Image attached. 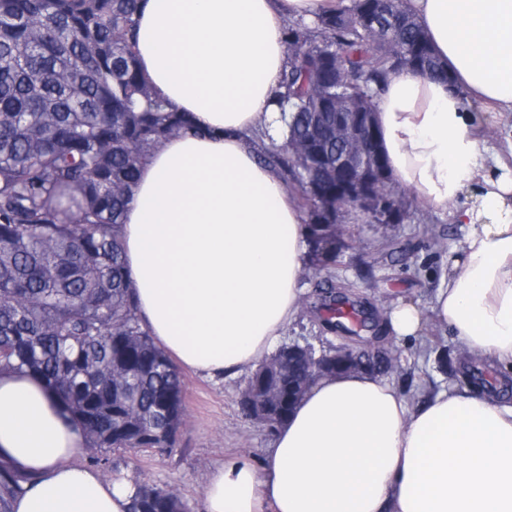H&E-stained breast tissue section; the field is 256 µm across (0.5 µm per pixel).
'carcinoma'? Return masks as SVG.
Instances as JSON below:
<instances>
[{
	"instance_id": "obj_1",
	"label": "carcinoma",
	"mask_w": 512,
	"mask_h": 512,
	"mask_svg": "<svg viewBox=\"0 0 512 512\" xmlns=\"http://www.w3.org/2000/svg\"><path fill=\"white\" fill-rule=\"evenodd\" d=\"M140 0H0V371L41 380L64 420L83 433L93 462L110 449H163L184 412L181 372L156 346L137 315L123 257L121 224L141 166L163 140L192 131L142 74L136 50ZM373 0L314 24L288 25V65L274 104L278 137L259 131V153L296 185L308 216L309 268L336 263V123L375 111L376 98L402 59L415 71L443 74L427 35L404 0L391 5L389 28L364 25ZM312 141L324 156L295 158ZM375 206L394 185L385 156ZM327 321L355 307L348 294L321 291ZM351 366L393 371L388 348L347 345ZM438 363L459 377V358L438 346ZM278 370L258 367L243 413L264 414L268 428L288 418L309 388L306 362L280 349ZM31 477L0 464V512H12ZM129 512H188L166 487L134 482Z\"/></svg>"
}]
</instances>
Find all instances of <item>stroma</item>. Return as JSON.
<instances>
[{
	"label": "stroma",
	"instance_id": "obj_1",
	"mask_svg": "<svg viewBox=\"0 0 512 512\" xmlns=\"http://www.w3.org/2000/svg\"><path fill=\"white\" fill-rule=\"evenodd\" d=\"M396 193L409 199L406 218L398 224L354 222L342 214L346 248L334 265L321 273L306 270L302 286L307 298L298 318L284 332V344H310L320 350L346 343L345 334L330 330L319 312L309 305L317 294V283L329 281L356 286L364 307L371 314L373 331L363 332L364 343L382 339L397 353L398 362L388 379L417 406L431 390L448 380L435 359L423 350L433 337L443 345L457 348L450 329L434 325L432 332L400 339L389 330V313L399 303L410 302L429 312L431 300L444 277L450 257L460 253L472 228L453 223L449 213L426 208L411 190L397 187ZM443 235L444 248L431 244L432 235ZM186 415L172 450L159 452L108 450L111 466L103 472L108 479L166 486L177 489L189 512H202L203 492L210 468L225 456L244 453L262 460L274 438L263 424L246 417L239 405L249 375L240 373L209 377L183 372Z\"/></svg>",
	"mask_w": 512,
	"mask_h": 512
}]
</instances>
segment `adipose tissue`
I'll use <instances>...</instances> for the list:
<instances>
[{
	"instance_id": "ef3b65f1",
	"label": "adipose tissue",
	"mask_w": 512,
	"mask_h": 512,
	"mask_svg": "<svg viewBox=\"0 0 512 512\" xmlns=\"http://www.w3.org/2000/svg\"><path fill=\"white\" fill-rule=\"evenodd\" d=\"M342 0H144L139 66L200 135L143 164L121 237L137 313L182 370L256 368L297 316L304 212L250 140L277 131L284 30ZM446 75L390 76L376 101L393 182L472 225L431 313L471 355L512 365V167L480 110L512 112V0H406ZM473 192L474 205L449 210ZM84 445L37 379L0 373V460L33 476L13 512H128L133 487L74 465ZM203 512H512V404L441 386L418 407L383 376L318 380L265 459L210 471Z\"/></svg>"
}]
</instances>
